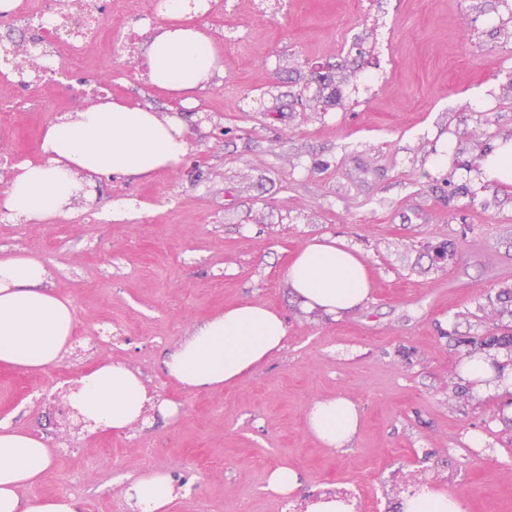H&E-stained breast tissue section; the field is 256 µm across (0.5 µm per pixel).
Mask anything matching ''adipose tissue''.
<instances>
[{
    "instance_id": "adipose-tissue-1",
    "label": "adipose tissue",
    "mask_w": 512,
    "mask_h": 512,
    "mask_svg": "<svg viewBox=\"0 0 512 512\" xmlns=\"http://www.w3.org/2000/svg\"><path fill=\"white\" fill-rule=\"evenodd\" d=\"M167 25L144 44L151 85L179 94L211 87L222 68L212 40L196 26H182L186 0H166ZM188 130L178 119L151 108L105 97L87 109L47 124L38 144L43 159L21 163L0 201L12 217L29 221L72 216L75 197L92 198L100 175L146 178L181 163L188 151ZM482 180L512 186V136L482 152ZM50 272L33 253L0 252V365L38 372L57 364L75 325L70 301L48 286ZM287 279L304 306L338 316L354 310L370 294L368 265L359 251L338 237L308 244L292 260ZM283 317L269 306L244 301L225 308L169 352L166 371L179 384L213 390L243 380L284 346ZM466 379L483 394L512 392V370L496 371L489 356L478 354L464 367ZM151 398L126 364L106 362L83 375L68 402L85 423L116 433L144 420ZM309 432L327 448L342 449L354 440L359 411L348 398L313 402L306 416ZM43 438L0 422V512H84L72 496L25 497L50 466ZM175 485L165 473H144L128 487L132 512H164Z\"/></svg>"
}]
</instances>
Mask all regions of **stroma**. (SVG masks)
Masks as SVG:
<instances>
[{
  "label": "stroma",
  "mask_w": 512,
  "mask_h": 512,
  "mask_svg": "<svg viewBox=\"0 0 512 512\" xmlns=\"http://www.w3.org/2000/svg\"><path fill=\"white\" fill-rule=\"evenodd\" d=\"M239 38L215 25L223 75L193 105L153 87L138 44L92 51L76 80H111L113 98L179 118L190 149L149 179L97 180L95 218L0 219V250L42 257L69 299L75 330L61 361L30 373L0 366V420L52 450L30 496H73L113 512L146 472L182 483L166 512H281L266 489L285 465L301 487L363 488L397 512L394 488L430 470L465 512H512V394L485 396L460 369L469 341L512 336L499 315L512 293V190L480 179L478 158L512 134V17L500 0H302L258 15L236 0ZM380 70L375 83L366 72ZM0 156L37 157L47 123L82 110L65 86L0 75ZM449 153L437 166L435 157ZM133 215L112 214L113 202ZM344 238L365 257L372 288L334 319L306 310L285 271L306 245ZM279 311L280 353L219 390L182 387L168 352L214 313L241 301ZM111 359L141 373L155 401L122 434L75 427L54 393ZM342 395L360 414L350 447H322L306 413Z\"/></svg>",
  "instance_id": "35a3bbf8"
}]
</instances>
